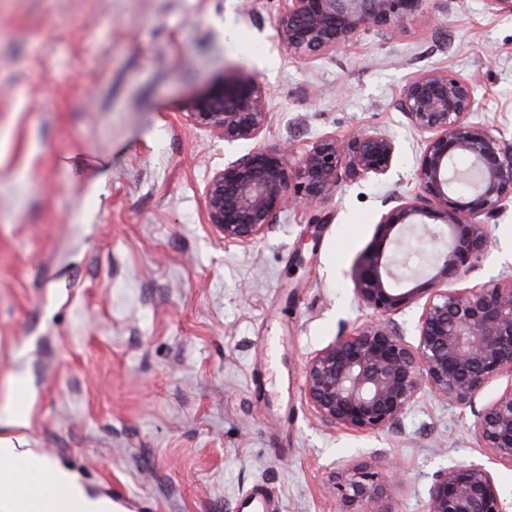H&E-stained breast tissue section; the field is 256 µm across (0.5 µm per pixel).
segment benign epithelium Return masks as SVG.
I'll return each mask as SVG.
<instances>
[{"label":"benign epithelium","mask_w":512,"mask_h":512,"mask_svg":"<svg viewBox=\"0 0 512 512\" xmlns=\"http://www.w3.org/2000/svg\"><path fill=\"white\" fill-rule=\"evenodd\" d=\"M281 45L313 58L349 46L365 28L388 29L423 14L425 0H285ZM470 81L431 70L402 89L399 109L422 138L415 158L416 191L398 197L378 224L377 243L352 270L354 294L381 321L318 350L307 362L303 393L327 426L374 433L400 421L424 390L471 410L473 435L491 459L512 467V385L476 408L493 380L512 377V278L466 288L451 283L478 267L490 244L488 221L512 203V138L494 125L472 122ZM191 119L227 143L261 139L267 92L257 77L237 70L223 86L194 98ZM469 158L474 180L459 187ZM397 146L376 130L326 134L300 155L260 146L214 173L204 205L208 224L227 243H252L271 230L294 198L307 204L335 196L343 178H383ZM421 231L433 245L426 270L403 262L405 235ZM422 310L414 342L396 316ZM398 474L378 479L365 459L344 475L340 512H392ZM426 512H504L490 470L459 462L438 471Z\"/></svg>","instance_id":"7a95c632"}]
</instances>
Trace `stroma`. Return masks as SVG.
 Segmentation results:
<instances>
[{"mask_svg":"<svg viewBox=\"0 0 512 512\" xmlns=\"http://www.w3.org/2000/svg\"><path fill=\"white\" fill-rule=\"evenodd\" d=\"M429 22L362 30L307 60L282 48V0H0V435L25 399L27 447L121 512H338L358 456L405 479L393 512H424L435 474L489 469L512 512V468L473 415L421 392L372 434L323 424L303 396L317 350L373 321L352 269L396 196L414 192L419 136L398 109L432 69L474 86L471 121L512 137V14L426 0ZM247 69L268 93L262 147L326 133L392 137L383 180L291 206L249 246L207 223L205 187L246 154L187 106ZM465 288L512 276V206Z\"/></svg>","mask_w":512,"mask_h":512,"instance_id":"35a3bbf8","label":"stroma"}]
</instances>
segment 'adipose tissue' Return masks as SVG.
<instances>
[{
    "instance_id": "ef3b65f1",
    "label": "adipose tissue",
    "mask_w": 512,
    "mask_h": 512,
    "mask_svg": "<svg viewBox=\"0 0 512 512\" xmlns=\"http://www.w3.org/2000/svg\"><path fill=\"white\" fill-rule=\"evenodd\" d=\"M33 463L28 481H19L14 467ZM0 512H113L111 499L90 493L65 467L36 449L0 437Z\"/></svg>"
}]
</instances>
